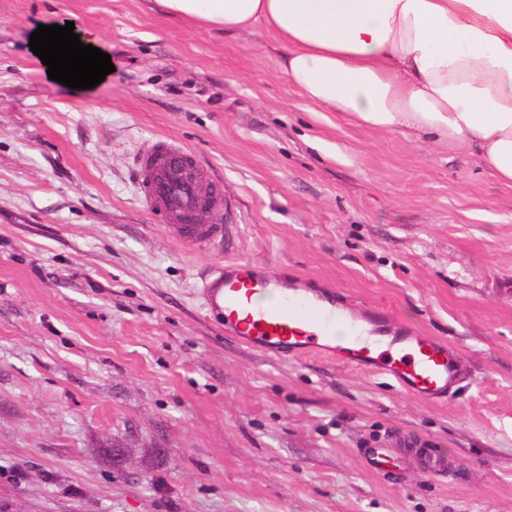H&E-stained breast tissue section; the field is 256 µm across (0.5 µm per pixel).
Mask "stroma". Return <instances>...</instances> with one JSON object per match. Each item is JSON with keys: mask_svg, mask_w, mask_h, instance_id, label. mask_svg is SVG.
Returning <instances> with one entry per match:
<instances>
[{"mask_svg": "<svg viewBox=\"0 0 512 512\" xmlns=\"http://www.w3.org/2000/svg\"><path fill=\"white\" fill-rule=\"evenodd\" d=\"M69 21L115 66L90 90L29 47ZM282 52L151 0H0V512H512V187L315 111ZM159 137L223 181L237 258L447 342L471 384L428 404L226 340L199 293L221 253L139 202ZM419 439L443 476L402 449Z\"/></svg>", "mask_w": 512, "mask_h": 512, "instance_id": "1", "label": "stroma"}]
</instances>
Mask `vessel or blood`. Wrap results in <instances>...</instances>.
Masks as SVG:
<instances>
[{"label": "vessel or blood", "mask_w": 512, "mask_h": 512, "mask_svg": "<svg viewBox=\"0 0 512 512\" xmlns=\"http://www.w3.org/2000/svg\"><path fill=\"white\" fill-rule=\"evenodd\" d=\"M141 201L174 237L214 248L228 247L221 224H188L201 202L224 208L221 183L207 181L191 153L157 138L138 153ZM206 306L224 320V336L278 359L320 354L357 368H374L428 403L451 399L466 380L462 362L447 343L400 324L375 307L353 306L336 290H316L242 260L225 258L201 288ZM413 454L434 476L446 465L424 442Z\"/></svg>", "instance_id": "vessel-or-blood-1"}]
</instances>
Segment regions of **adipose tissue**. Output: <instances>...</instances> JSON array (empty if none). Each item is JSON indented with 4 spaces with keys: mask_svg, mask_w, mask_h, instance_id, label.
I'll list each match as a JSON object with an SVG mask.
<instances>
[{
    "mask_svg": "<svg viewBox=\"0 0 512 512\" xmlns=\"http://www.w3.org/2000/svg\"><path fill=\"white\" fill-rule=\"evenodd\" d=\"M232 35L264 27L319 111L465 150L512 186V0H156Z\"/></svg>",
    "mask_w": 512,
    "mask_h": 512,
    "instance_id": "obj_1",
    "label": "adipose tissue"
}]
</instances>
